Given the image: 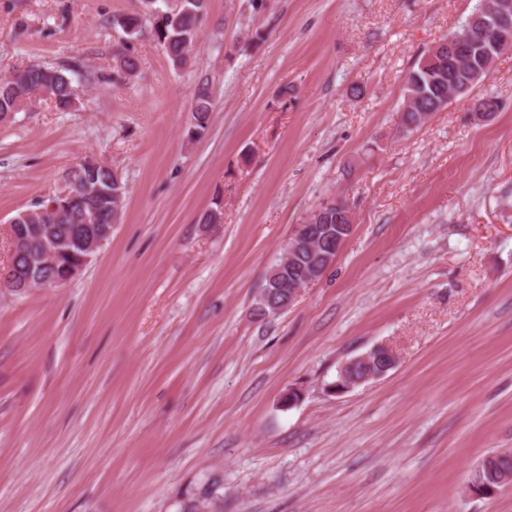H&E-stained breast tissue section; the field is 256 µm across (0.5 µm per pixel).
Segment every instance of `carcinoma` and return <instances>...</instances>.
I'll use <instances>...</instances> for the list:
<instances>
[{"label":"carcinoma","mask_w":512,"mask_h":512,"mask_svg":"<svg viewBox=\"0 0 512 512\" xmlns=\"http://www.w3.org/2000/svg\"><path fill=\"white\" fill-rule=\"evenodd\" d=\"M503 0H479L473 13L451 33L456 53L446 48L422 53L408 71L400 107V123L412 130L425 123L432 114L450 104L448 92L457 90V97L465 96L481 82L502 54L500 50H488L486 29L497 24L502 32L512 37V11L502 10ZM149 12L130 13L113 19L127 39L139 37L150 29L157 43L163 48L173 66L187 65L199 43V13L206 7V0H148ZM49 99L60 112L69 111L76 98L71 79L63 71L40 65H30L11 77L0 80V123L10 121L14 115L36 96ZM192 125L188 134H201L209 124L212 112V92L208 81L200 83L192 103ZM95 178L100 191L74 201L62 221L52 225L54 234H67L78 224H109L112 216L122 213L127 196L126 184L112 183V170L94 161H87L70 170L65 179L83 185V180ZM48 202H38L27 210L29 224H47L51 221L47 212ZM282 277L278 266H273L266 276L265 286L257 297L255 310L260 316L272 314L268 303L271 292L279 287ZM386 359L371 354L369 362L359 361L350 375L362 377L369 371H377ZM512 473V453H498L488 464L481 465L472 479L482 486L499 487L500 476Z\"/></svg>","instance_id":"obj_1"}]
</instances>
